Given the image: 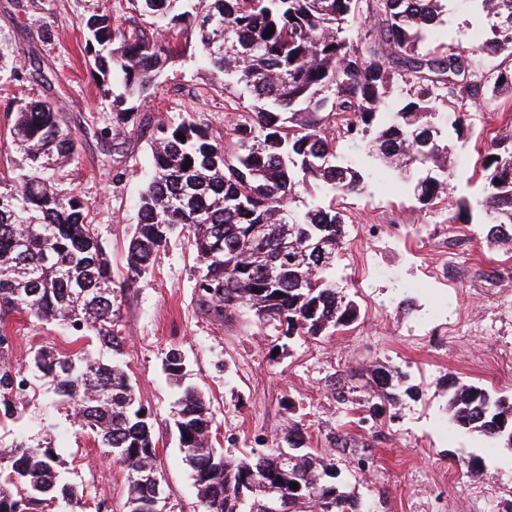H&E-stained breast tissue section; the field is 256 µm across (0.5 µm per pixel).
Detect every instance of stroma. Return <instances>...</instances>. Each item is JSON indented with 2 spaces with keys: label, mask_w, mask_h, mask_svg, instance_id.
I'll use <instances>...</instances> for the list:
<instances>
[{
  "label": "stroma",
  "mask_w": 512,
  "mask_h": 512,
  "mask_svg": "<svg viewBox=\"0 0 512 512\" xmlns=\"http://www.w3.org/2000/svg\"><path fill=\"white\" fill-rule=\"evenodd\" d=\"M118 0H0V165L17 153L11 127L20 101L57 98L78 141L64 167V188L94 208L95 233L122 281L125 253L137 222L136 201L149 177L150 134L116 146L100 133L112 110L94 81L85 53L83 21L111 12ZM490 19L468 0H449L439 26L442 44L471 48L490 36ZM198 47L161 77L178 89L165 118L196 119L223 139L238 119L224 94L212 89L197 60ZM40 75H30L32 63ZM27 71V81L12 71ZM512 94L499 95L472 113L470 128L455 141L450 200L424 210L398 175L369 176L364 195L336 201L347 217L336 280L355 300L357 321L327 336L287 337L241 309L218 319L198 305L196 252L176 234L161 248L153 269L118 290L123 359L137 402L151 416L167 512H200L197 490L173 430L180 386L168 379L170 351L185 358V381L205 396L213 416V444L237 457L262 452L301 423L335 464L344 490L372 512H512V454L484 436L456 429L448 410L451 379L481 385L512 398V250L491 246L481 208L469 222L453 220L455 201L482 194L478 149L488 138L512 137ZM412 301L410 310L401 301ZM12 358L26 367L32 351L63 345L59 329L28 314L9 320ZM395 365L419 384V400H403L376 420L360 423L355 400L375 402L370 371ZM352 436L347 448L336 433ZM55 445L71 481L86 488L107 512H128L126 469L93 438L61 423ZM477 460L479 474L467 469Z\"/></svg>",
  "instance_id": "1"
}]
</instances>
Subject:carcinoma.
Instances as JSON below:
<instances>
[{"mask_svg":"<svg viewBox=\"0 0 512 512\" xmlns=\"http://www.w3.org/2000/svg\"><path fill=\"white\" fill-rule=\"evenodd\" d=\"M121 13H96L84 24L93 71L113 95L112 129L119 138L151 129L150 177L139 196V222L129 240L126 281L146 274L167 240L186 232L200 266L202 310L218 318L246 308L284 335L325 336L357 319V304L336 282L344 215L302 194L362 195L364 168L337 161L342 137L365 143L367 156L406 180L421 208L451 191L453 145L437 123V102L462 113L486 96L512 92V70L484 72L477 58L512 56V0H468L494 19L478 51L434 45L448 0H124ZM272 28L271 36L266 29ZM201 50L212 86L239 120L217 142L194 120L165 124L154 115L164 96L160 76L191 42ZM405 87L392 119H379L394 82ZM185 140H180V137ZM22 162L0 168V423L17 421L12 398L20 370L9 354L13 313L55 322L70 350L40 349L28 370L43 381L53 407L127 470L128 512H152L154 489L139 473L155 467L154 425L136 396L113 309L115 280L92 227L93 209L58 188L56 171L70 164L77 143L56 102L20 105L11 129ZM191 165H186V161ZM480 206L487 240L512 246V142L494 138L481 154ZM259 234L265 250L252 253ZM292 244L281 254L280 242ZM100 348L88 352V343ZM377 398L391 407L419 395L398 366L372 370ZM451 420L459 430L494 439L512 453V402L480 385L449 386ZM503 423L498 424L496 420ZM21 434L0 480V512H35L43 503L87 512L85 491L63 478L51 430ZM173 427L197 486L201 512H263L276 490L284 512H368L336 485L335 466L314 452L303 428L256 456L232 459L212 444L213 418L204 397L187 387ZM295 464L283 468L278 448ZM298 484V488L291 484Z\"/></svg>","mask_w":512,"mask_h":512,"instance_id":"cac0c4a2","label":"carcinoma"}]
</instances>
